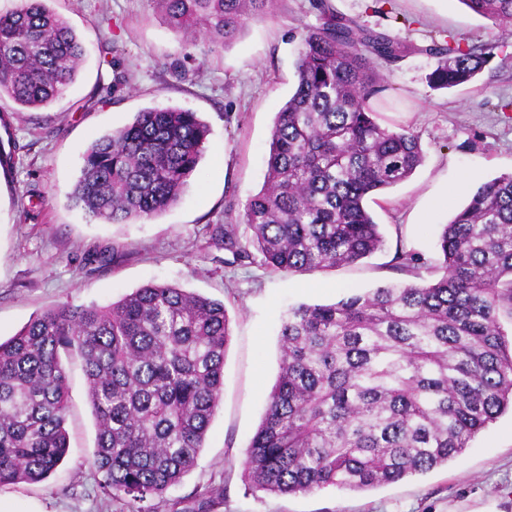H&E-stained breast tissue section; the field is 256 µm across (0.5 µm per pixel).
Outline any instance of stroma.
Instances as JSON below:
<instances>
[{"mask_svg": "<svg viewBox=\"0 0 512 512\" xmlns=\"http://www.w3.org/2000/svg\"><path fill=\"white\" fill-rule=\"evenodd\" d=\"M78 35L85 58L75 82L55 103L25 112L0 100V128L16 166L0 167V339L57 304L106 305L149 283L174 285L222 302L231 328L223 401L196 467L172 487L156 512L210 488H223L215 512H512V409L478 433L448 464L362 491L326 488L296 495L246 490V449L280 370L279 326L288 305L333 303L342 288L364 292L415 276L430 266L444 224L482 182L512 171V23L475 14L460 0H275L267 18L247 23L225 47L183 37L160 24L155 0H48ZM399 39L408 53L377 61L387 78L380 112L418 135L423 164L404 183L369 199L381 250L351 266L285 275L250 263L227 267L208 248V227L233 225L265 180L275 116L295 88L296 44L325 7ZM461 43L491 48L490 63L468 85L433 88L439 64L426 47ZM189 80L175 77L177 70ZM179 107L196 112L209 134L180 199L162 215L132 224L87 219L70 193L81 157L99 137L137 112ZM421 255L413 275L393 269L397 249ZM103 261L86 264L87 254ZM72 409L65 461L44 481L0 487V512H134L105 497L93 465L94 418L81 360H68Z\"/></svg>", "mask_w": 512, "mask_h": 512, "instance_id": "35a3bbf8", "label": "stroma"}]
</instances>
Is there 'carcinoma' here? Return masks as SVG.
I'll return each mask as SVG.
<instances>
[{
  "mask_svg": "<svg viewBox=\"0 0 512 512\" xmlns=\"http://www.w3.org/2000/svg\"><path fill=\"white\" fill-rule=\"evenodd\" d=\"M47 0L0 12V98L23 110L52 104L73 84L83 46ZM163 24L233 41L273 0H155ZM492 23L512 0H461ZM405 46L324 9L299 33L294 92L271 130L267 174L245 205L240 241L209 226L208 247L243 262L252 251L285 274L351 265L384 237L365 206L424 161L419 136L378 121L386 77L374 61ZM431 81L469 84L490 49L434 45ZM209 129L197 113L149 108L95 140L70 201L92 220H151L180 198ZM394 268H420L396 252ZM435 281L391 283L332 304H299L281 319L280 371L243 468L249 490L275 495L395 483L462 454L512 402V172L479 186L444 225ZM231 340L220 302L149 283L107 306L58 304L0 341V485L40 482L69 448V376L82 360L95 422L93 465L112 499L154 512L193 470L221 403ZM212 488L176 512H212Z\"/></svg>",
  "mask_w": 512,
  "mask_h": 512,
  "instance_id": "1",
  "label": "carcinoma"
}]
</instances>
